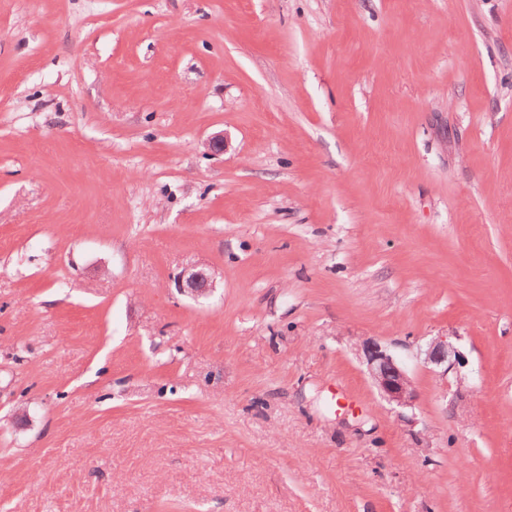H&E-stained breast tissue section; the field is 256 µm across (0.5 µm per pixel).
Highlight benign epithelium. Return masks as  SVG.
Here are the masks:
<instances>
[{
    "instance_id": "7a95c632",
    "label": "benign epithelium",
    "mask_w": 512,
    "mask_h": 512,
    "mask_svg": "<svg viewBox=\"0 0 512 512\" xmlns=\"http://www.w3.org/2000/svg\"><path fill=\"white\" fill-rule=\"evenodd\" d=\"M177 288L193 297L205 296L214 289L208 271L196 264L185 266L177 275ZM362 351L368 374L382 397L389 403L411 407L416 401V391L405 368L378 343L365 341ZM453 352L448 341L436 338L421 350L426 364L441 365L448 362Z\"/></svg>"
}]
</instances>
